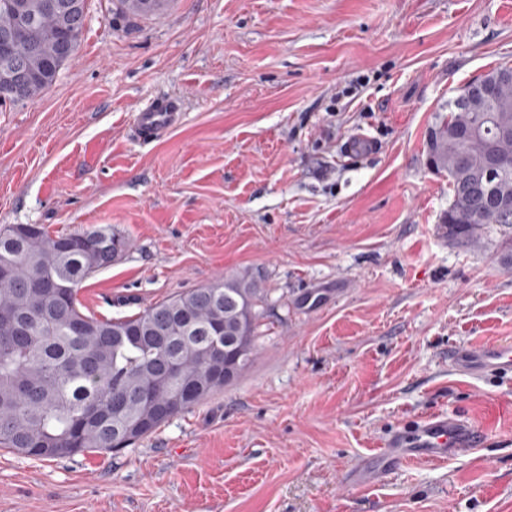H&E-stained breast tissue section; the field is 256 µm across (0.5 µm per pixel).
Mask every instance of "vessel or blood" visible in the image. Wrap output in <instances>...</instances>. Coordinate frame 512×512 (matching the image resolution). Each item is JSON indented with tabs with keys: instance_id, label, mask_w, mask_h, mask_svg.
Masks as SVG:
<instances>
[{
	"instance_id": "obj_1",
	"label": "vessel or blood",
	"mask_w": 512,
	"mask_h": 512,
	"mask_svg": "<svg viewBox=\"0 0 512 512\" xmlns=\"http://www.w3.org/2000/svg\"><path fill=\"white\" fill-rule=\"evenodd\" d=\"M183 118V103L174 96H160L139 108L133 119L134 137L141 142L161 139ZM448 361L460 375L479 379L488 375H512V343L493 341L467 343L451 348ZM481 433L459 415L437 411L414 421L410 429H397L385 440L378 454L351 469L348 486L364 488L375 480L395 474L411 462H444L477 448Z\"/></svg>"
}]
</instances>
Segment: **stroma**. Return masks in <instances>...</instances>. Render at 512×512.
<instances>
[{"label": "stroma", "mask_w": 512, "mask_h": 512, "mask_svg": "<svg viewBox=\"0 0 512 512\" xmlns=\"http://www.w3.org/2000/svg\"><path fill=\"white\" fill-rule=\"evenodd\" d=\"M502 65L512 0H174L139 19L89 0L55 82L0 106V230L124 238L78 293L99 317L245 272L268 307L242 375L136 444L0 449V512H512V379L448 363L512 341V266L499 237H443L448 179L425 149L449 99ZM165 94L182 123L134 141L133 113ZM357 133L375 150L342 157ZM439 410L482 445L346 486Z\"/></svg>", "instance_id": "1"}]
</instances>
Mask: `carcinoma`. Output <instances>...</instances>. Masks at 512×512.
I'll return each mask as SVG.
<instances>
[{
    "instance_id": "cac0c4a2",
    "label": "carcinoma",
    "mask_w": 512,
    "mask_h": 512,
    "mask_svg": "<svg viewBox=\"0 0 512 512\" xmlns=\"http://www.w3.org/2000/svg\"><path fill=\"white\" fill-rule=\"evenodd\" d=\"M147 1L119 0L146 17ZM0 0V102L29 101L49 88L82 35L88 0ZM27 74L20 82L9 63ZM448 101L427 135V163L448 176L440 218L448 242L475 249L492 231L512 265V84L495 96L479 84ZM127 249L105 228L51 237L41 224L0 232V448L37 459L119 451L171 416L224 388V370L247 368L267 302L263 282L226 277L122 318L79 308L77 294ZM143 422L125 441L120 432Z\"/></svg>"
}]
</instances>
